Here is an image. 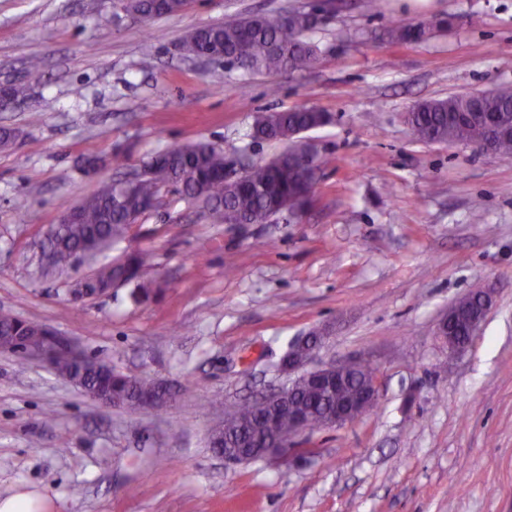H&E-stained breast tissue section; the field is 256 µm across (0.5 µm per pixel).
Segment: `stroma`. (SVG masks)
<instances>
[{
  "label": "stroma",
  "mask_w": 512,
  "mask_h": 512,
  "mask_svg": "<svg viewBox=\"0 0 512 512\" xmlns=\"http://www.w3.org/2000/svg\"><path fill=\"white\" fill-rule=\"evenodd\" d=\"M327 2L188 0L142 25L120 0H0V82L43 61L29 99L0 107L16 133L0 149V309L177 390L161 407L106 406L0 352V499L36 491L52 512H512V160L421 143L406 122L423 100L512 84V0H339L302 73L179 50L191 26ZM438 18L448 31L422 43L366 39ZM303 106L331 116L306 134L321 170L304 213L214 224L167 187L120 241L45 274L51 228L100 179L195 142L268 160L284 146L252 139L255 116ZM138 249L153 254L143 281L159 283L148 298L129 284L77 295L92 269ZM477 290L492 304L449 357L437 323ZM313 330L326 335L318 361L378 365L376 407L306 432L287 459L225 467L210 400L276 387L289 344Z\"/></svg>",
  "instance_id": "35a3bbf8"
}]
</instances>
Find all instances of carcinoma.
<instances>
[{"instance_id":"cac0c4a2","label":"carcinoma","mask_w":512,"mask_h":512,"mask_svg":"<svg viewBox=\"0 0 512 512\" xmlns=\"http://www.w3.org/2000/svg\"><path fill=\"white\" fill-rule=\"evenodd\" d=\"M185 4L186 0H122L126 14L143 25L156 17L177 14ZM321 14L322 10L312 8L199 25L182 33L179 48L189 57L216 56L250 71L303 72L314 67L320 54L308 34L318 29ZM447 28L445 20L400 22L377 39L390 43L423 42ZM475 96L481 99L480 111L497 113L512 121V84H502L489 91L423 100L408 113L407 122L422 142L481 148L488 141L486 122L465 116L472 111L471 99ZM328 123L327 113L313 107L258 114L253 138L284 142L287 147L268 161L247 163L236 178L226 177L228 163L218 147L200 142L167 148L151 158L133 186L124 188L112 180L100 182L77 204L70 223L56 225L51 244L62 252L84 256L101 251L121 239L127 226L147 213L161 187L168 183L180 187L184 198L200 205L215 224L240 220L264 224L285 210L301 212L312 200L321 168L318 152L302 134ZM151 261L148 251L128 252L118 261L98 267L79 287L94 293L135 282L146 294L153 284L140 278ZM48 331L49 327L43 324L20 321L0 312V348L17 352L26 342L37 341ZM373 370L369 363L351 369L337 392L299 387L292 405L280 409L272 423L262 419V411L252 402L235 404V417L228 424L219 425L220 451L266 447L267 440L288 428V419L295 413L301 414L312 428H319L334 411L336 402L352 396ZM56 371L69 380L83 379L87 386L109 398L114 393H124L135 399L152 392L151 383L145 380L128 381L110 368L94 371L89 365L68 358L56 361Z\"/></svg>"}]
</instances>
